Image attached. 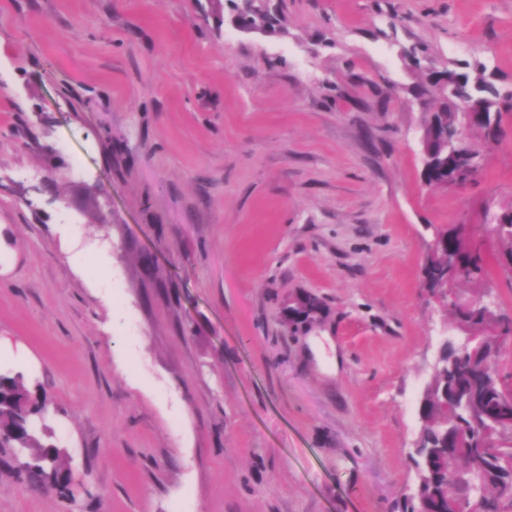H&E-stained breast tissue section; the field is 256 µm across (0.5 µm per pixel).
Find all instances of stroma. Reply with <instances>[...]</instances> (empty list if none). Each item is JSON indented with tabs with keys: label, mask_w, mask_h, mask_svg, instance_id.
Listing matches in <instances>:
<instances>
[{
	"label": "stroma",
	"mask_w": 512,
	"mask_h": 512,
	"mask_svg": "<svg viewBox=\"0 0 512 512\" xmlns=\"http://www.w3.org/2000/svg\"><path fill=\"white\" fill-rule=\"evenodd\" d=\"M238 2L0 0V374L70 473L35 492L0 451V512H400L454 322L436 230L512 315V101L502 140L463 131L475 179L431 187L418 95L512 89V0H273L250 30ZM497 239V260L505 267L512 268V207L494 215L487 222ZM439 236L442 238L441 245L433 252L424 266L422 277L424 282L427 280L428 288H438L435 293L428 294L429 298L442 306L448 303V307H451L461 301L453 287L456 280L464 276V270L455 267L452 274L444 279L442 285L433 279V271L441 266L446 261L445 257L448 256V253H451L467 269L464 276L467 282L478 284L487 277V259L480 250L470 249L466 246L461 227H450L441 231ZM451 309L457 318L459 314L457 307L453 306Z\"/></svg>",
	"instance_id": "35a3bbf8"
}]
</instances>
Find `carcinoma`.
<instances>
[{
	"label": "carcinoma",
	"mask_w": 512,
	"mask_h": 512,
	"mask_svg": "<svg viewBox=\"0 0 512 512\" xmlns=\"http://www.w3.org/2000/svg\"><path fill=\"white\" fill-rule=\"evenodd\" d=\"M445 84L429 82L435 89L433 98L439 106L428 119L421 137L422 150L427 156L426 181L440 185L445 181L460 183L474 177L475 164L479 153L452 154L448 150L445 134L448 129L465 120L463 108L476 103L482 116L473 126L479 129L486 141H497L502 135L501 113L495 109L496 98L504 95L512 99V90L499 93L487 84L484 68L475 69V74L457 73L447 70L443 73ZM491 232L497 239V260L512 268V207L488 220ZM441 245L433 252L422 270L423 280L428 287L438 288L433 271L445 262L448 254L466 268L465 279L471 283L483 282L488 274L484 254L466 246L462 229L450 227L441 231ZM509 321L512 318L492 312L473 313L469 325L475 334L486 335L489 324L494 320ZM471 371L449 365L433 372L424 396L425 423L419 431V448L412 461L418 473L419 498L403 499L402 512H448V501L456 498V491L448 484V456L455 462L472 468L475 481L482 487L481 507L483 512H512V474L501 470L499 456L501 449L512 448V434L505 435L496 447L483 448L479 462H474L471 452L458 453L454 448V437L461 431L469 436L471 448H482L483 436L474 425L473 419L463 417L448 403V398L468 391ZM485 411L493 419L512 417V383L495 372L482 383ZM46 397H37L19 380L0 375V448H21L24 461L22 468L38 477L59 486L62 494L69 493L68 474L62 464L63 449L55 444H44L37 437L38 428L33 419L45 417Z\"/></svg>",
	"instance_id": "carcinoma-1"
}]
</instances>
